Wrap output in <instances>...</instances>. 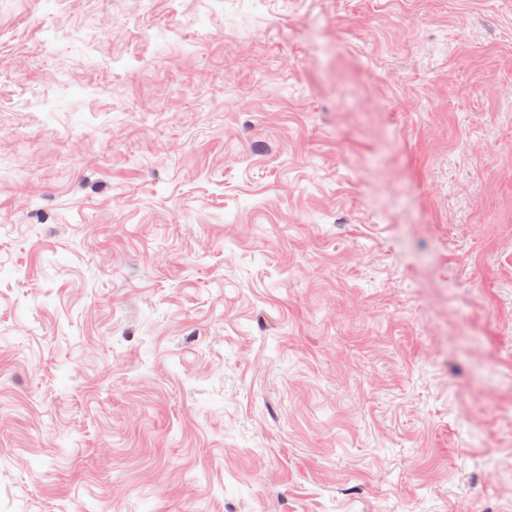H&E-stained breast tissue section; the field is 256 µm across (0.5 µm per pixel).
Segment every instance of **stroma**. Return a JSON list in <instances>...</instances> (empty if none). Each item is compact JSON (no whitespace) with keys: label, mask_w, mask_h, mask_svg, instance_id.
Returning a JSON list of instances; mask_svg holds the SVG:
<instances>
[{"label":"stroma","mask_w":512,"mask_h":512,"mask_svg":"<svg viewBox=\"0 0 512 512\" xmlns=\"http://www.w3.org/2000/svg\"><path fill=\"white\" fill-rule=\"evenodd\" d=\"M0 512H512V0H0Z\"/></svg>","instance_id":"35a3bbf8"}]
</instances>
